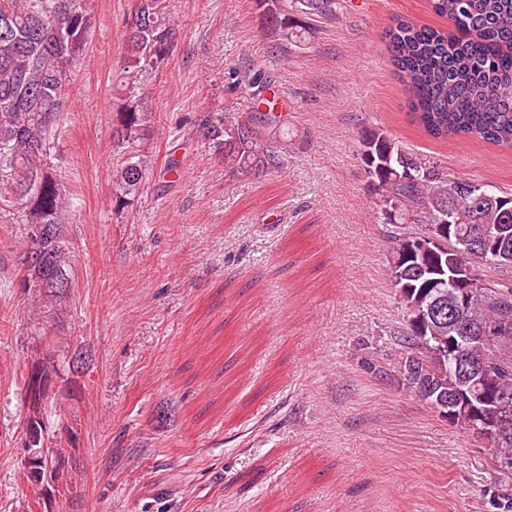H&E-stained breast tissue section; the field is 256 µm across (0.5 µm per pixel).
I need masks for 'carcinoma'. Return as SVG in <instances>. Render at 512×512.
<instances>
[{
	"label": "carcinoma",
	"instance_id": "carcinoma-1",
	"mask_svg": "<svg viewBox=\"0 0 512 512\" xmlns=\"http://www.w3.org/2000/svg\"><path fill=\"white\" fill-rule=\"evenodd\" d=\"M430 2L451 28L398 18L387 31L413 121L437 139L470 137L512 148V0ZM255 3L280 40L302 42V33L273 10L276 0ZM90 29L86 0H0V203L19 205L35 225L22 263L51 297L69 287L61 224L70 203L52 172L50 145L64 112L66 81L86 51ZM176 37L165 0H137L124 36L125 68L166 60ZM247 86L266 110L244 116L214 112L201 129L229 172L257 175L280 165L270 136L281 119L264 96V82L252 78ZM148 111L143 98L126 102L112 126L121 149L112 169V194L120 207L141 197L153 169ZM361 160L387 223L416 226L395 237L393 256L402 261L390 263L405 315L428 304L440 310L418 324L408 322L407 380L428 402H456L448 407L449 423L468 430L476 421L486 423L497 465L512 462V198L497 195L479 203L488 186L450 182L439 169L418 166L382 132L365 137ZM431 224L445 228L437 252L404 255ZM483 224L494 233L485 254L463 256L460 241ZM463 264L483 287L470 289L461 302L457 278ZM434 338L448 344L442 357L428 351ZM461 354L488 378L481 382L460 372Z\"/></svg>",
	"mask_w": 512,
	"mask_h": 512
}]
</instances>
